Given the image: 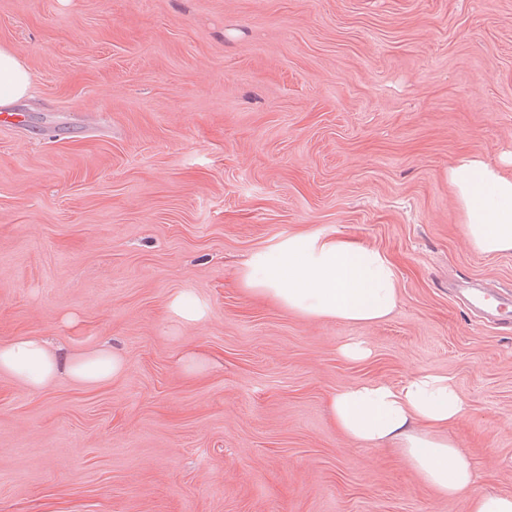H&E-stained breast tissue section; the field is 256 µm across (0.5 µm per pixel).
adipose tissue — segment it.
<instances>
[{
    "mask_svg": "<svg viewBox=\"0 0 512 512\" xmlns=\"http://www.w3.org/2000/svg\"><path fill=\"white\" fill-rule=\"evenodd\" d=\"M32 88L28 67L0 48V107L12 106ZM448 185L471 247L486 255L511 252L512 172L465 157L449 167ZM238 280L250 294L292 312L347 324L383 320L398 303L395 267L387 255L333 230L294 233L252 252ZM62 371L76 383L96 386L123 376L126 362L107 347L63 361L38 336L0 345V373L30 391H40ZM328 408L348 438L366 446L398 444L422 480L440 495L464 498L466 512H512V494L477 490L474 469L447 436L468 410L451 377L420 372L399 386L351 384L330 396Z\"/></svg>",
    "mask_w": 512,
    "mask_h": 512,
    "instance_id": "obj_1",
    "label": "adipose tissue"
}]
</instances>
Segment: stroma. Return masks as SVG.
I'll return each mask as SVG.
<instances>
[{"label":"stroma","instance_id":"35a3bbf8","mask_svg":"<svg viewBox=\"0 0 512 512\" xmlns=\"http://www.w3.org/2000/svg\"><path fill=\"white\" fill-rule=\"evenodd\" d=\"M2 46L34 90L0 113V344L109 343L127 372L0 374V512H466L328 413L422 371L469 405L449 436L479 490L512 494V311L454 292H512V253L468 244L448 186L512 158V0H0ZM317 229L390 257V316L241 288L251 252ZM181 292L203 320L170 317Z\"/></svg>","mask_w":512,"mask_h":512}]
</instances>
